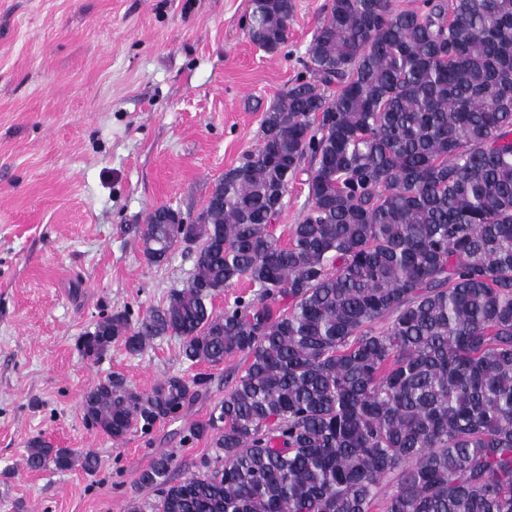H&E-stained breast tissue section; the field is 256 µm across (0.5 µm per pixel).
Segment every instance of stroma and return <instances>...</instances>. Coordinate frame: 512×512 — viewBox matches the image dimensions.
Here are the masks:
<instances>
[{"mask_svg":"<svg viewBox=\"0 0 512 512\" xmlns=\"http://www.w3.org/2000/svg\"><path fill=\"white\" fill-rule=\"evenodd\" d=\"M293 2L288 42L270 53L247 37L250 0H0V512H127L153 501L139 477L159 454L174 452L182 479L212 453L188 427L244 355L193 365L164 338L93 363L78 344L102 316L141 318L189 279L182 250L147 264L140 232L163 205L199 213L257 147L330 4ZM115 372L141 393L171 375L210 383L178 420L116 442L80 408ZM36 437L94 452L98 472L27 470Z\"/></svg>","mask_w":512,"mask_h":512,"instance_id":"1","label":"stroma"}]
</instances>
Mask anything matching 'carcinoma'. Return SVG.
Returning a JSON list of instances; mask_svg holds the SVG:
<instances>
[{"label":"carcinoma","mask_w":512,"mask_h":512,"mask_svg":"<svg viewBox=\"0 0 512 512\" xmlns=\"http://www.w3.org/2000/svg\"><path fill=\"white\" fill-rule=\"evenodd\" d=\"M293 0H250L247 31L283 47ZM261 141L197 220L148 216L150 265L178 245L193 270L136 323L117 311L81 340L97 361L176 337L182 356L245 373L191 437L215 455L176 480L161 453L129 512H512V0H331ZM309 205L274 233L288 185ZM257 287L222 312L221 290ZM384 323L379 328L377 324ZM206 384L151 391L113 373L83 418L114 440L174 418ZM27 469L98 470L36 440Z\"/></svg>","instance_id":"carcinoma-1"}]
</instances>
